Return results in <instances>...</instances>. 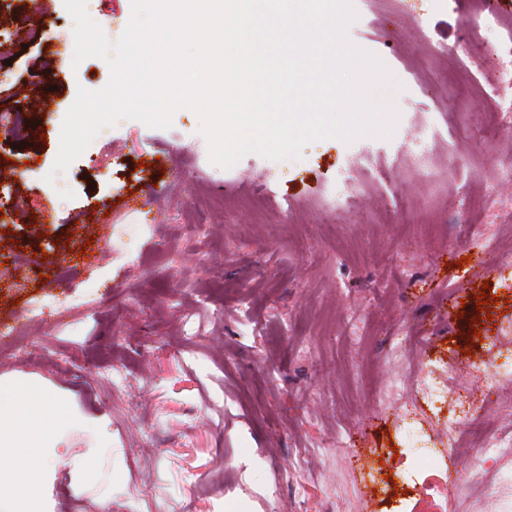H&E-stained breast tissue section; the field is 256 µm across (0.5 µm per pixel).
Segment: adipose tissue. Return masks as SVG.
I'll return each mask as SVG.
<instances>
[{
    "mask_svg": "<svg viewBox=\"0 0 512 512\" xmlns=\"http://www.w3.org/2000/svg\"><path fill=\"white\" fill-rule=\"evenodd\" d=\"M51 422L88 424L100 435L110 433L107 417L69 408L54 389L29 379L0 380V504L7 512H48L44 484L57 470H66L75 486L100 479L96 449L71 454L63 437L48 432Z\"/></svg>",
    "mask_w": 512,
    "mask_h": 512,
    "instance_id": "adipose-tissue-1",
    "label": "adipose tissue"
}]
</instances>
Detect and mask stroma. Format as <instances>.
<instances>
[{
	"instance_id": "1",
	"label": "stroma",
	"mask_w": 512,
	"mask_h": 512,
	"mask_svg": "<svg viewBox=\"0 0 512 512\" xmlns=\"http://www.w3.org/2000/svg\"><path fill=\"white\" fill-rule=\"evenodd\" d=\"M347 30L400 89L391 138L327 139L300 159L249 153L209 160L197 115L167 129L124 119L64 173L63 202L45 177L78 88H103L108 63L73 64L59 40L74 23L46 0L30 37L32 0H0V107L27 134L0 140V323L24 334L32 360L0 344V378L27 377L107 415L101 470L115 485H45L50 512H406L417 491L406 462L465 482L448 512H512V466L469 467L470 450L441 445L427 415L418 440L405 404L377 407L385 358L404 354L472 394L482 422L512 433V384L489 391L488 362L512 367V267L473 246L512 252V112L493 56L512 0L478 19L468 65L449 55L466 0H352ZM116 41L131 0H89ZM467 67L483 87L466 99L450 77ZM353 193L328 190L342 169ZM110 214L89 233L84 219ZM51 284H44V277ZM490 285L497 304L478 316ZM481 332L471 354L460 351Z\"/></svg>"
}]
</instances>
